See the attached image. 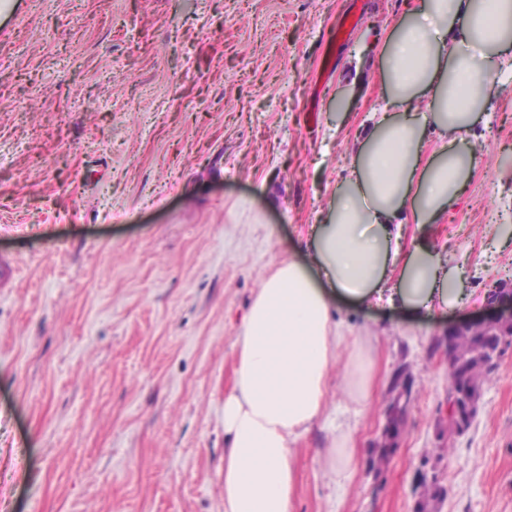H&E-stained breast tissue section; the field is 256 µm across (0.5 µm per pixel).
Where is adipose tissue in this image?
Returning a JSON list of instances; mask_svg holds the SVG:
<instances>
[{"label": "adipose tissue", "instance_id": "ef3b65f1", "mask_svg": "<svg viewBox=\"0 0 512 512\" xmlns=\"http://www.w3.org/2000/svg\"><path fill=\"white\" fill-rule=\"evenodd\" d=\"M511 52L512 0H419L394 21L380 52L387 110L356 149L325 223L313 225L309 263L285 261L262 280L237 338L224 399V512H289L293 445L323 416L339 359L358 412L371 406L370 337L346 335L332 294L361 304L390 294L418 312L466 303L448 259L405 248L404 230L439 222L470 181L471 129ZM430 130L440 145L429 153ZM354 432L337 424L324 452L339 490L356 469Z\"/></svg>", "mask_w": 512, "mask_h": 512}]
</instances>
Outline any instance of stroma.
Returning a JSON list of instances; mask_svg holds the SVG:
<instances>
[{
  "instance_id": "1",
  "label": "stroma",
  "mask_w": 512,
  "mask_h": 512,
  "mask_svg": "<svg viewBox=\"0 0 512 512\" xmlns=\"http://www.w3.org/2000/svg\"><path fill=\"white\" fill-rule=\"evenodd\" d=\"M415 0H0V512H224V398L260 276L321 223L385 105L378 54ZM482 154L440 223L468 293L431 317L334 313L368 330V413L330 382L294 445L290 512H512V348L449 436V323L512 280V81L493 87ZM418 399L381 473L370 450L390 377ZM355 424L335 491L322 452ZM418 489H420V500L417 503V512H425L432 502L442 501L447 493L445 487L440 486L434 478L430 482L423 479L416 481V492Z\"/></svg>"
}]
</instances>
